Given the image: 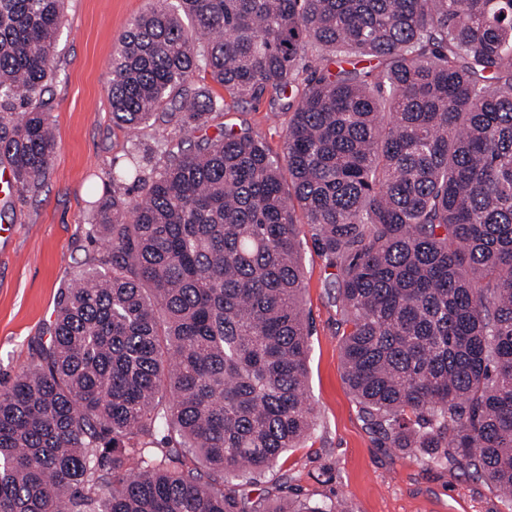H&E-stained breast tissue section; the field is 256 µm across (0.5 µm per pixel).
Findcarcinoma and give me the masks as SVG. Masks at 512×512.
Here are the masks:
<instances>
[{"mask_svg": "<svg viewBox=\"0 0 512 512\" xmlns=\"http://www.w3.org/2000/svg\"><path fill=\"white\" fill-rule=\"evenodd\" d=\"M63 3L0 0V161L22 190L55 149ZM310 47L329 56L300 91ZM200 71L285 101L282 150L208 135L224 98ZM111 106L202 136L133 148L95 202L106 255L0 390V512H341L240 490L314 425L298 209L369 424L512 497V0H151Z\"/></svg>", "mask_w": 512, "mask_h": 512, "instance_id": "1", "label": "carcinoma"}]
</instances>
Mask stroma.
<instances>
[{
    "instance_id": "obj_1",
    "label": "stroma",
    "mask_w": 512,
    "mask_h": 512,
    "mask_svg": "<svg viewBox=\"0 0 512 512\" xmlns=\"http://www.w3.org/2000/svg\"><path fill=\"white\" fill-rule=\"evenodd\" d=\"M149 0H66L58 38L57 72L43 96L55 135L49 174L39 189L0 203V384L34 365L47 337L61 288L102 242L87 244L92 201L105 197L113 168L132 145H155L158 125L114 126L110 103L112 56L128 23ZM289 112L265 94L256 103L227 102L223 122L246 129L281 151ZM303 306L309 317L308 385L315 425L300 447L244 487L258 497L281 484L313 499L334 498L344 512H512L493 484L430 456L384 444L345 383L341 308L310 225L299 224Z\"/></svg>"
}]
</instances>
